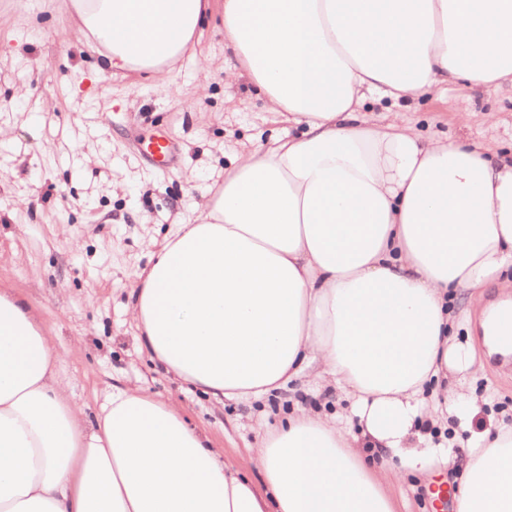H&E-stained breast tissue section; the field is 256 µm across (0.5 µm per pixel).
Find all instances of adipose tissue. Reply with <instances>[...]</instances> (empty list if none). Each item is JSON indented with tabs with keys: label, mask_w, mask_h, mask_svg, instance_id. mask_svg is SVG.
I'll use <instances>...</instances> for the list:
<instances>
[{
	"label": "adipose tissue",
	"mask_w": 512,
	"mask_h": 512,
	"mask_svg": "<svg viewBox=\"0 0 512 512\" xmlns=\"http://www.w3.org/2000/svg\"><path fill=\"white\" fill-rule=\"evenodd\" d=\"M71 6L105 69L156 72L210 0ZM224 37L225 83L247 78L303 131L237 154L194 221L147 242L131 318L151 360L214 399L305 377L350 408L293 401L253 450L256 487L141 388L113 390L88 421L35 308L2 288L0 512H393L383 466L401 476L451 453L411 446L419 422L478 409L463 382L482 365L449 330L512 268V156L423 135L395 106L512 85V0H224ZM462 450L459 512H512V428Z\"/></svg>",
	"instance_id": "adipose-tissue-1"
}]
</instances>
